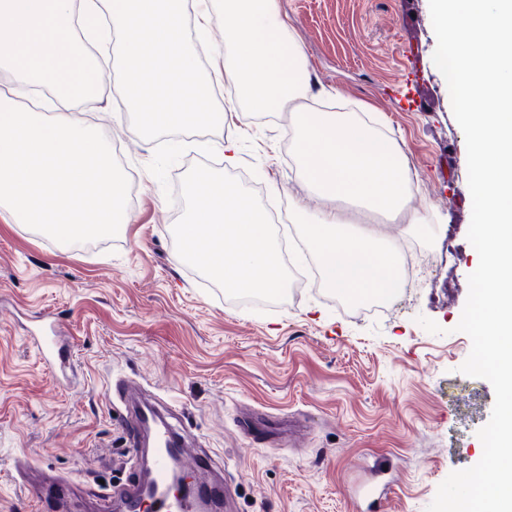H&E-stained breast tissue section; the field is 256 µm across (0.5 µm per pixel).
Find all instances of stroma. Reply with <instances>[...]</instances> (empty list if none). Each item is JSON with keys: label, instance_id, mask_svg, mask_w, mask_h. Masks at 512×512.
Here are the masks:
<instances>
[{"label": "stroma", "instance_id": "35a3bbf8", "mask_svg": "<svg viewBox=\"0 0 512 512\" xmlns=\"http://www.w3.org/2000/svg\"><path fill=\"white\" fill-rule=\"evenodd\" d=\"M315 86L312 107L374 114L407 156L410 211L425 230L418 264L391 310L342 299L319 279L270 304L229 298L178 255L180 182L205 162L285 212L319 203L303 181L289 115L240 109L233 125L144 137L121 85L108 102L72 106L112 147L128 184L130 223L84 245L0 223V512H111L127 487L132 418L117 419L108 387L134 384L169 408L191 448L223 480L227 512H355L364 461L387 459L384 512H426L455 470L476 464L477 432L494 390L461 365L471 340L456 326L479 262L467 239L472 199L465 137L433 62L429 0H278ZM240 142L235 165L227 140ZM54 320L75 359L59 384L28 343ZM429 318L441 328L427 332ZM47 467L73 484L60 504H35L16 479Z\"/></svg>", "mask_w": 512, "mask_h": 512}]
</instances>
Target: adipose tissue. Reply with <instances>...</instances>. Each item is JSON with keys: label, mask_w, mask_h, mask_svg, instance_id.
<instances>
[{"label": "adipose tissue", "mask_w": 512, "mask_h": 512, "mask_svg": "<svg viewBox=\"0 0 512 512\" xmlns=\"http://www.w3.org/2000/svg\"><path fill=\"white\" fill-rule=\"evenodd\" d=\"M217 18L222 62L202 79L186 29L205 38ZM84 31L111 49L124 105L143 129L224 124L216 105L225 78L235 107L289 113L302 177L323 201L304 233L322 281L345 297L400 288L396 246L377 230L351 227L338 203L403 209L413 188L408 161L356 114L309 108L308 63L278 0H0V70L12 76L0 90V222L61 239L106 237L126 213L127 186L108 145L67 113L96 99L109 79L86 51Z\"/></svg>", "instance_id": "obj_1"}]
</instances>
